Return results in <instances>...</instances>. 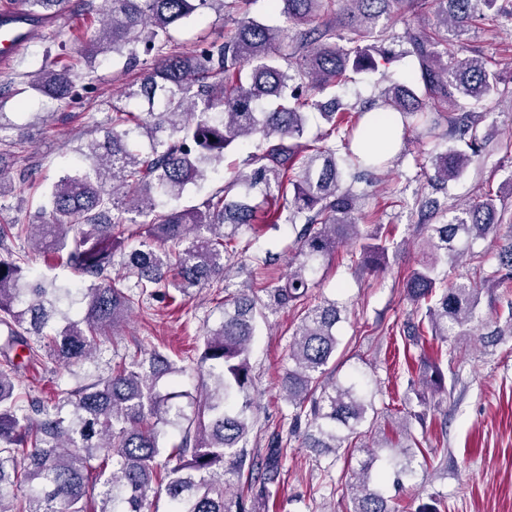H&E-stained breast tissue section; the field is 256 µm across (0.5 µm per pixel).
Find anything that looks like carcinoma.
<instances>
[{
    "label": "carcinoma",
    "instance_id": "carcinoma-1",
    "mask_svg": "<svg viewBox=\"0 0 512 512\" xmlns=\"http://www.w3.org/2000/svg\"><path fill=\"white\" fill-rule=\"evenodd\" d=\"M23 2L40 18L58 13L65 0ZM250 2L102 0L101 27L82 57L110 53L125 70L138 67L143 55L157 63L123 92L126 100L146 102L147 110L111 106L102 135L64 158L61 175L43 193L40 223L0 224V252L6 253L0 257V512H86L91 482L100 485L95 512H150L152 491L165 492L170 512H232L227 473L245 479L258 499L270 497L287 444L274 439L256 456L246 448L253 415L249 356L258 319L272 306L305 304L313 262L341 247L357 245L355 263L368 274L384 272L399 254L392 232L364 231L372 214L354 189L389 164L386 153L367 146V114L380 107L398 116L400 126L388 136L402 151L407 119L430 133L446 124L443 137L452 145L431 157L435 190L486 149L485 115L464 108L497 99L504 79L486 58H458L448 47L463 43L480 20L512 16L507 0H341L340 10L336 0H270L289 24L306 27L283 60L273 53L282 30L241 11ZM429 6L436 13L431 27L407 22L398 37L379 25ZM212 11L240 14L224 40L204 41L189 52L169 50L172 30L191 18L204 23ZM401 41L408 49L396 50ZM403 55L418 62L415 81H388L381 104L358 109L335 96L321 99L357 74L378 71V59ZM78 64L32 71L28 88L68 106L77 96ZM311 111L329 128L303 143ZM251 139L248 169L195 208L171 205ZM236 187L245 194H233ZM499 200L489 189L451 217L438 201L425 204V260L403 282L420 317L404 322L402 333L434 393L447 388L440 362L427 358L430 343L475 336L487 349L512 337V312L489 325L482 307L485 302L494 310L495 289L512 288V233L501 234ZM283 219L301 225L288 275L281 286L267 287L270 261L252 254L250 288L224 296V320L205 332L196 366L210 384L194 399L192 414L176 390L175 376L185 368L157 349L114 363L106 376L73 370L93 360L107 330L144 300L160 294L173 303L223 282L242 228ZM22 240L69 268L78 287L26 270L25 256L13 251ZM487 240L497 245V267L489 273L484 253L474 249ZM462 259L471 275L460 279L453 272ZM341 311L334 300L307 310L289 345L291 366L281 379L289 433L302 434L305 447L319 454L362 443L365 456L348 485L352 512H397L378 485L390 471L397 477L416 471L413 449L420 441L413 423L424 425L426 413L413 410L412 399L423 405L426 398L409 380L415 397L403 398L402 442L365 441L379 416L376 394L361 372L341 379L330 366ZM21 352L27 361L48 356L67 367L75 386L45 401L17 393ZM15 482L27 484L26 497L5 491Z\"/></svg>",
    "mask_w": 512,
    "mask_h": 512
}]
</instances>
